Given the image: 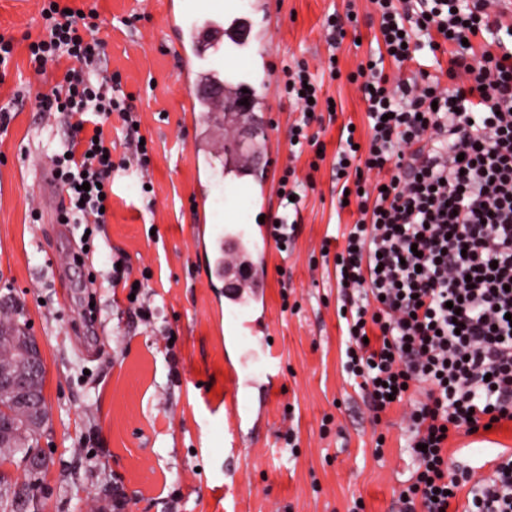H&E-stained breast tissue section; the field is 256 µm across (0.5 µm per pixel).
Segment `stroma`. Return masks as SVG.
<instances>
[{
    "instance_id": "1",
    "label": "stroma",
    "mask_w": 512,
    "mask_h": 512,
    "mask_svg": "<svg viewBox=\"0 0 512 512\" xmlns=\"http://www.w3.org/2000/svg\"><path fill=\"white\" fill-rule=\"evenodd\" d=\"M253 21L256 45L225 43L236 74L260 66L258 47L276 64L326 57L328 14L353 8L357 31L336 54L341 79L324 90L336 115L322 134L335 150L341 129L367 130L365 105L347 73L376 51V27L365 20L369 0H229ZM94 9L108 26L106 60L151 147L153 193L135 172L116 176L108 224L84 242L76 224L56 220L44 199L40 168L60 153L68 128L15 92L32 78L27 41L42 31L37 0H0V34L13 37L14 55L0 81V300L21 303L19 319L39 342L46 372L48 425L41 441L50 466L37 502L16 512H397L412 474L402 409L374 420L343 369L345 336L337 316L333 262L325 239L341 238L353 218L337 211L330 163L310 171V153L293 157L289 129L300 116L287 98L269 93L264 110L270 139L259 148L278 169L291 165L313 186L301 207L294 240L268 266L267 318L280 369L275 397L258 403L261 364L242 365L251 384L240 403L261 406L258 419L236 427L227 413L224 370L240 363L243 342L230 340L234 314L213 287L210 225L196 227L188 209L195 179L193 154L204 131L181 108L188 89L179 77L175 45L162 27L163 0H69ZM237 182L214 187L209 206L225 223H252V203ZM42 219L31 223L29 208ZM123 261L142 286L112 284ZM385 435L382 457L372 450ZM448 440L456 465L491 473L498 452L512 453V425Z\"/></svg>"
}]
</instances>
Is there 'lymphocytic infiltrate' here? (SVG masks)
Segmentation results:
<instances>
[{
  "label": "lymphocytic infiltrate",
  "mask_w": 512,
  "mask_h": 512,
  "mask_svg": "<svg viewBox=\"0 0 512 512\" xmlns=\"http://www.w3.org/2000/svg\"><path fill=\"white\" fill-rule=\"evenodd\" d=\"M370 2L376 41L398 74H385L382 54H372L346 76L359 86L370 131L361 149L347 129L332 164L358 214L334 257L346 371L373 414L410 407L415 471L400 512H450L462 491L467 512H512V456L495 463L493 478L475 482L449 465L447 448L459 429L512 422V23L490 14L488 0ZM40 15L44 33L28 45L35 75L69 62L38 96L42 110L70 128L66 150L50 164L68 198L58 217L96 233L107 222L113 176L132 162L147 169L149 148L131 139L132 156H111L105 123L115 115L130 128L137 118L115 93L119 74L100 68L97 12L41 0ZM423 45L450 54L449 83L422 68L406 71ZM282 73L281 91L301 114L290 143L313 147L309 168L318 170L323 144L310 127L334 103L306 63ZM304 190L284 167L282 211L269 228L276 245L290 239L286 209ZM416 384L425 398L412 403Z\"/></svg>",
  "instance_id": "f902f5d3"
}]
</instances>
